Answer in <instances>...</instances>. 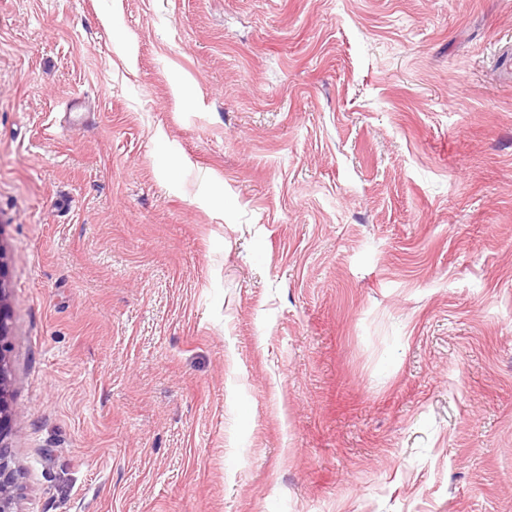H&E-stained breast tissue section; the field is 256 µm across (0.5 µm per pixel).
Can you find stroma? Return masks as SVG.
<instances>
[{"label": "stroma", "instance_id": "35a3bbf8", "mask_svg": "<svg viewBox=\"0 0 512 512\" xmlns=\"http://www.w3.org/2000/svg\"><path fill=\"white\" fill-rule=\"evenodd\" d=\"M0 241L20 512H512V0H0Z\"/></svg>", "mask_w": 512, "mask_h": 512}]
</instances>
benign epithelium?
I'll return each instance as SVG.
<instances>
[{"label": "benign epithelium", "instance_id": "1", "mask_svg": "<svg viewBox=\"0 0 512 512\" xmlns=\"http://www.w3.org/2000/svg\"><path fill=\"white\" fill-rule=\"evenodd\" d=\"M6 259V250L0 242V512H20L19 471L10 444L11 427L17 411L10 400L13 367L8 356L9 327L5 314Z\"/></svg>", "mask_w": 512, "mask_h": 512}]
</instances>
